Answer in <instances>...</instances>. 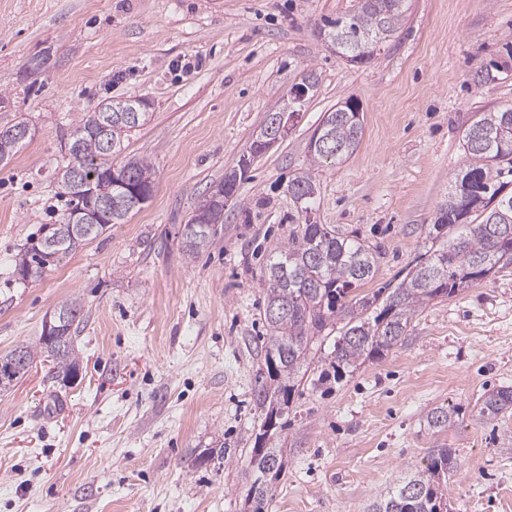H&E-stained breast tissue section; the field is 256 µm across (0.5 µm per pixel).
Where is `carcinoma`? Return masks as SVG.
Returning a JSON list of instances; mask_svg holds the SVG:
<instances>
[{
  "label": "carcinoma",
  "instance_id": "obj_1",
  "mask_svg": "<svg viewBox=\"0 0 512 512\" xmlns=\"http://www.w3.org/2000/svg\"><path fill=\"white\" fill-rule=\"evenodd\" d=\"M407 0H355L353 11L326 23L328 33L345 43L343 56L353 62L359 40L367 33L381 32L391 37L406 12ZM114 102L80 114L74 121L68 148L69 161L59 168V194L68 198V213L51 225L33 246L15 259L13 275L24 272L21 281L41 278L80 243L94 239L112 224H120L133 207L118 201L112 212L101 218L89 236L74 228L65 233L70 214L85 206L86 200L74 191L71 170L83 169L86 176L99 175L116 167L147 193L153 191L152 166L144 159L117 161L124 151V138L131 129L147 120L140 112L135 123L124 121L110 111ZM111 113L109 148L98 136V121ZM363 135L362 121L336 108L325 113L315 130L316 140L329 138L331 150L308 147L311 161L334 162L352 153ZM467 168L448 193L440 209L448 212V223L436 217L429 225L428 249L419 257L396 287L372 297L353 295L357 286L374 277L381 251L376 245L346 235L325 224L304 222L288 236V241L268 254L262 270L267 284L264 319L268 336L264 358L267 376L255 387V409L267 417L288 409L291 395L300 385L313 360L315 339L335 321H342L329 366L336 375L355 369L367 361L383 357L404 335L415 313L436 298L452 296L499 270L512 266V193L503 192L500 177L504 168L512 173V107L482 112L467 127L462 144ZM246 170L224 174L219 188L224 201L237 195ZM288 192L302 212L314 210L316 183L311 171L295 176ZM224 210L216 209L214 223L182 226L180 240L184 252L193 256L205 248L222 223ZM62 341L49 342L39 336L36 343L20 345L0 355V394L7 393L26 375L34 360L44 358L53 365V375L65 378L79 374L73 326L84 316L78 299L59 304L53 312ZM512 410V387H502L484 396L480 416L494 419ZM430 429H445L455 423V411L436 407L426 416ZM270 431L255 438L248 465L254 480L247 492L249 512H265L269 491L283 472L278 448L265 447ZM455 468L450 448H435L422 468L408 473L397 485L375 500L369 512H448V474Z\"/></svg>",
  "mask_w": 512,
  "mask_h": 512
}]
</instances>
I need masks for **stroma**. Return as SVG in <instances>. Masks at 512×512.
<instances>
[{"mask_svg": "<svg viewBox=\"0 0 512 512\" xmlns=\"http://www.w3.org/2000/svg\"><path fill=\"white\" fill-rule=\"evenodd\" d=\"M353 0H0V127L31 140L0 163V355L35 342L55 307L80 299L82 375L49 363L0 396V512H242V457L262 420L253 391L267 253L305 216L289 181L311 170L315 222L377 244L370 295L396 284L465 158L463 130L512 105V0H409L402 26L364 65L336 55L324 20ZM288 136L256 158L208 248L180 230L236 166L267 113L306 73ZM138 97L149 119L126 153L150 162L151 198L35 281L19 250L67 206L54 180L78 113ZM354 99L363 136L312 165L326 112ZM307 372L280 421L284 470L268 512H365L433 448L455 452L448 512H512V412L480 417L512 387V267L420 309L398 344L341 379ZM436 407L455 423L429 429ZM230 463L198 467L209 448ZM510 409L512 411V387H502L484 396L479 413L482 418L494 419Z\"/></svg>", "mask_w": 512, "mask_h": 512, "instance_id": "35a3bbf8", "label": "stroma"}]
</instances>
